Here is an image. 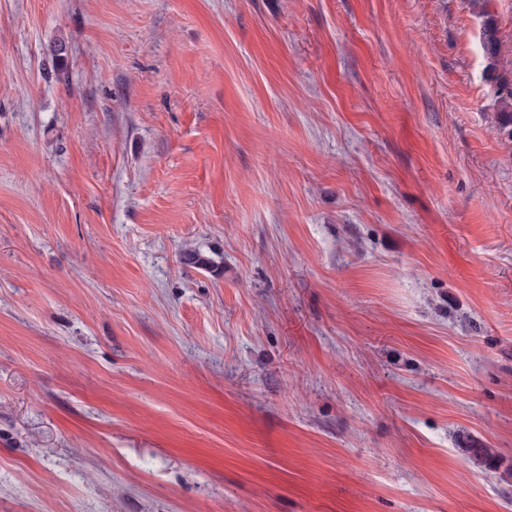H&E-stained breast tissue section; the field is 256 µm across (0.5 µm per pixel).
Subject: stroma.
Masks as SVG:
<instances>
[{
	"mask_svg": "<svg viewBox=\"0 0 512 512\" xmlns=\"http://www.w3.org/2000/svg\"><path fill=\"white\" fill-rule=\"evenodd\" d=\"M481 22L0 0V512H512Z\"/></svg>",
	"mask_w": 512,
	"mask_h": 512,
	"instance_id": "35a3bbf8",
	"label": "stroma"
}]
</instances>
